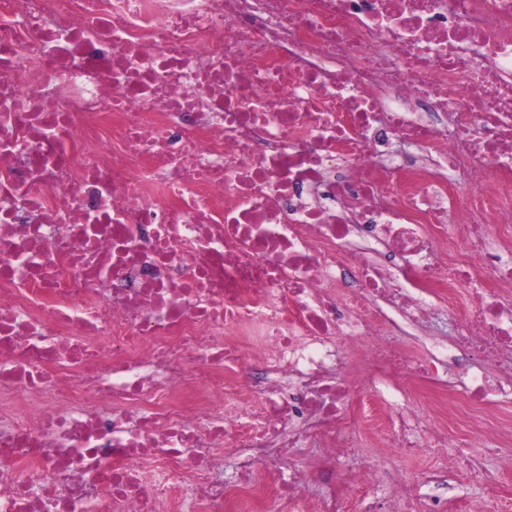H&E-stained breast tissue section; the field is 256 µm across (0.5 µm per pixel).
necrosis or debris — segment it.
<instances>
[{"label": "necrosis or debris", "mask_w": 512, "mask_h": 512, "mask_svg": "<svg viewBox=\"0 0 512 512\" xmlns=\"http://www.w3.org/2000/svg\"><path fill=\"white\" fill-rule=\"evenodd\" d=\"M474 360L494 450L512 0H0V512H227L228 454L251 512H427L336 460L446 446L406 396Z\"/></svg>", "instance_id": "necrosis-or-debris-1"}]
</instances>
